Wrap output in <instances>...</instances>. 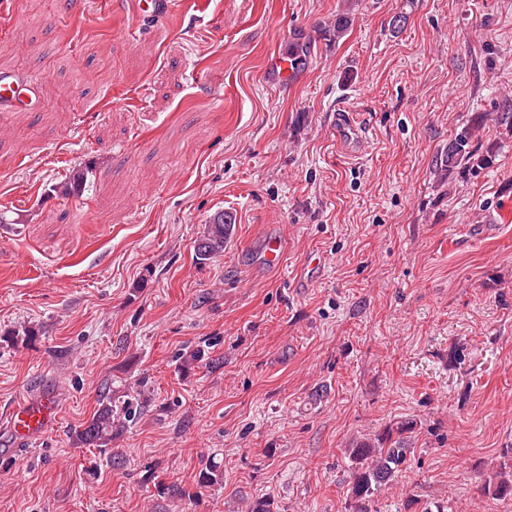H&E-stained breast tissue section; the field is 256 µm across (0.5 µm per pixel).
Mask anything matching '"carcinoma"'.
Masks as SVG:
<instances>
[{"mask_svg": "<svg viewBox=\"0 0 512 512\" xmlns=\"http://www.w3.org/2000/svg\"><path fill=\"white\" fill-rule=\"evenodd\" d=\"M471 138L472 132L467 128L448 143V150L440 157L442 170L449 174L462 165L481 168L489 164L490 155L478 154L471 144ZM231 232V224L225 222L224 214L215 215L195 246L196 262L204 265L223 253L224 243ZM123 428V422L117 420L113 409L112 394L104 393L100 396L99 408L83 423L75 439L82 446L107 453V446L123 432ZM414 430L413 420L397 421L382 433L356 440L347 448L346 454L352 471L349 494L350 499L357 502V512H368L362 503L398 479L412 445ZM219 469L220 466L215 462L203 464L195 475L197 488L214 485L219 478ZM488 493L497 499L512 498V470L496 474V481L488 484Z\"/></svg>", "mask_w": 512, "mask_h": 512, "instance_id": "1", "label": "carcinoma"}]
</instances>
